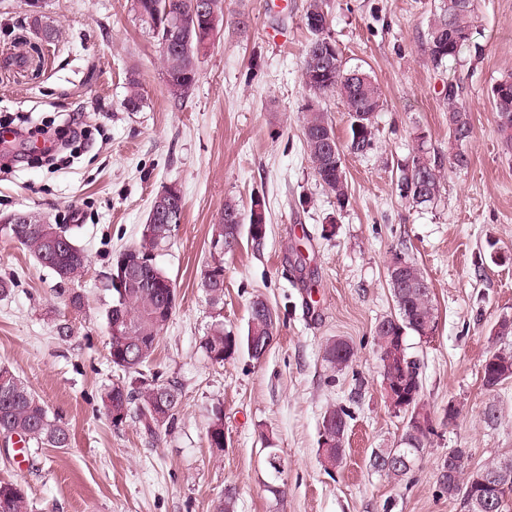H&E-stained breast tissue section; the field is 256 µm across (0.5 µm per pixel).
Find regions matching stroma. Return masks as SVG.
<instances>
[{"instance_id":"obj_1","label":"stroma","mask_w":512,"mask_h":512,"mask_svg":"<svg viewBox=\"0 0 512 512\" xmlns=\"http://www.w3.org/2000/svg\"><path fill=\"white\" fill-rule=\"evenodd\" d=\"M439 3L325 0L343 58L369 72L384 98L373 151L345 156L349 200L340 207L316 181L301 130L311 98L301 73L309 0H226L224 30L182 101L168 95L158 45L128 0H44L58 31L52 43L30 27L25 0H0V117L21 112L55 128L74 115L87 132L59 169L24 162L23 144L0 147V216L37 213L69 226L88 257L82 276L64 284L0 236V278L15 281L0 298V363L72 435L68 448L0 447V480L25 488L31 512H214L228 487L235 512H462L436 493L438 463L455 448L473 468L512 455V379L493 392L481 382L495 345L489 330L512 316V262L500 260L512 255V154L491 93L512 74V0H479L470 47L437 68L425 47ZM131 76L142 98L134 112L124 107ZM451 82L473 127L462 170L449 165L458 148L444 101ZM421 134L441 186L434 203L414 207L400 198L395 172ZM169 184L183 194L184 216L157 262L176 284L177 306L151 368L185 398L174 429L154 442L134 422L113 427L99 393L120 377L106 350L112 261L138 242L151 200ZM256 197L266 235L242 237L225 257L224 304L215 308L199 286L210 228L225 199L247 207ZM398 250L426 274L438 328L407 337L436 427L411 479L394 483L368 461L402 433L373 341L376 322L394 312L386 263ZM73 292L81 310L68 304ZM257 295L279 318L270 351L258 362L242 352L211 363L201 348L211 323L245 334ZM332 337L357 351L336 375L323 359ZM218 403L220 452L205 437ZM451 403L461 411L446 425ZM489 403L500 411L491 426L482 419ZM333 406L350 418L343 464L329 474L318 441ZM269 448L286 463L280 476L265 464Z\"/></svg>"}]
</instances>
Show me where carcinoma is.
<instances>
[{
  "label": "carcinoma",
  "mask_w": 512,
  "mask_h": 512,
  "mask_svg": "<svg viewBox=\"0 0 512 512\" xmlns=\"http://www.w3.org/2000/svg\"><path fill=\"white\" fill-rule=\"evenodd\" d=\"M192 0H130V11L142 29L158 42L166 87L169 96L180 100L187 97L185 89L195 85L200 57L214 46L217 36L224 29L225 0H210L216 12V22L196 19L190 26L181 24L182 17L191 13ZM470 8L457 9L443 3L430 21L426 50L432 64L442 66L448 59L458 56L471 39L472 29L479 11V0H469ZM306 28L311 39L306 47L302 63V79L306 89L316 96L334 93L346 107L349 137L346 145L331 151L323 141L327 135L336 137L332 120L324 110L315 105L306 109L301 128L308 161L313 175L342 207L348 201L344 158L349 152L366 156L374 148V130L378 113L383 107L382 91L369 74L360 82H354V69L347 66L343 56L333 58V64L324 69L321 76H310L311 61L318 44L332 39L330 21L323 10L322 0H309L305 14ZM495 105L497 129L504 147L512 151V75L497 80L491 88ZM448 133L458 145L472 135L469 112L461 102L460 87L448 83ZM400 175L397 187L401 198L415 206L433 202L439 192V166L420 149L408 162L398 166ZM252 214L234 199L224 201V208L217 223L211 225L210 242L223 244L227 253H233L239 245L242 231L251 227ZM0 235L23 246L38 263H43L49 242L38 227L17 224L0 227ZM171 240L169 230L155 224H145L140 240L133 248L138 251L158 252ZM404 259L406 277L421 284L419 288H402L397 282H388L393 297L395 314L380 319L374 328L373 340L379 353L382 377L396 383L399 394L408 397L413 409L419 410L425 419L424 426H402V447L394 450L377 448L370 455V467L386 478L401 482L410 478L418 467L424 448L434 434L431 412L422 401V375L420 363L408 352L406 335L411 332L419 337L431 335L436 330L437 316L430 283L423 270L400 251L392 254L390 261ZM212 264H207L200 287L210 303L223 304L224 289L212 280ZM48 269L63 280H71L82 272V267L72 261L67 253L55 257ZM142 277L151 285L126 284L112 286V304L105 312L108 358L112 367L122 372V379L102 389L101 407L112 416V407L126 404V417L136 420L143 433L153 441L174 428L183 404V394L178 385L161 380V374L148 372L162 331L176 309V299L166 300L169 294L177 295L171 278L158 265L143 271ZM122 320L126 332L122 336L112 334V322ZM278 320L266 300L255 297L249 306L247 332L238 336L224 329V322L217 321L209 327L201 342V348L214 364H223L234 354L245 351L253 360H260L271 348L277 335ZM324 361L334 372L353 364L356 352L353 344L342 338L327 340L323 350ZM484 363L482 386L494 392L498 386L512 379V348L499 347L490 350ZM163 411L159 420L154 413ZM349 418L341 406L328 409L321 427L331 428L333 438L325 448H318L324 469H335L343 463L345 439ZM20 438L27 448H69V428L55 415H50L39 395L21 379L10 366L0 364V437ZM211 448H224V409L222 404L212 408L207 432ZM458 461L453 480L442 473L448 464L441 461L436 473L437 495L459 501L463 512H509L507 494L512 492V455L496 457L473 469L467 468V456L463 449L450 452ZM496 475L500 480L498 494L484 502L481 510L471 507V501L480 491L479 479ZM0 512H29L27 495L16 483L0 481Z\"/></svg>",
  "instance_id": "obj_1"
}]
</instances>
